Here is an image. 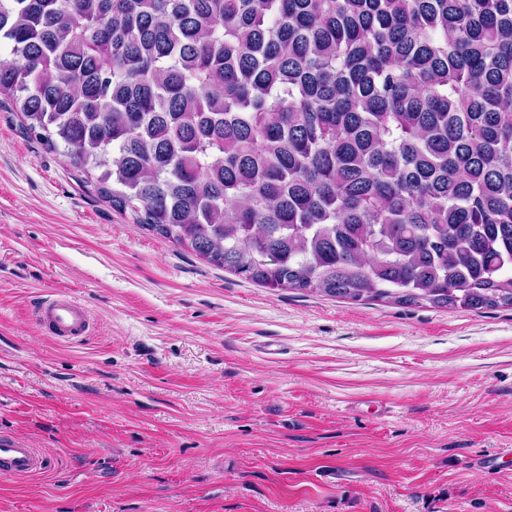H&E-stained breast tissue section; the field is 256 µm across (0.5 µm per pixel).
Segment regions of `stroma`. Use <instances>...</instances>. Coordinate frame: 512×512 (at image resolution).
Returning a JSON list of instances; mask_svg holds the SVG:
<instances>
[{"label": "stroma", "instance_id": "stroma-1", "mask_svg": "<svg viewBox=\"0 0 512 512\" xmlns=\"http://www.w3.org/2000/svg\"><path fill=\"white\" fill-rule=\"evenodd\" d=\"M93 333L45 336L40 299ZM0 512H512V308L269 289L113 209L0 104ZM36 319L50 337L61 343L79 342L93 328L88 309L65 294L44 298L37 307ZM45 469L46 460L37 449L23 447L13 440L0 439L1 477L25 478Z\"/></svg>", "mask_w": 512, "mask_h": 512}]
</instances>
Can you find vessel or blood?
Returning <instances> with one entry per match:
<instances>
[{
    "label": "vessel or blood",
    "instance_id": "b4317fda",
    "mask_svg": "<svg viewBox=\"0 0 512 512\" xmlns=\"http://www.w3.org/2000/svg\"><path fill=\"white\" fill-rule=\"evenodd\" d=\"M39 326L54 340L61 343L81 341L92 331L88 309L65 294L44 298L36 310ZM46 468V460L37 449L0 439V475L25 478L37 475Z\"/></svg>",
    "mask_w": 512,
    "mask_h": 512
}]
</instances>
